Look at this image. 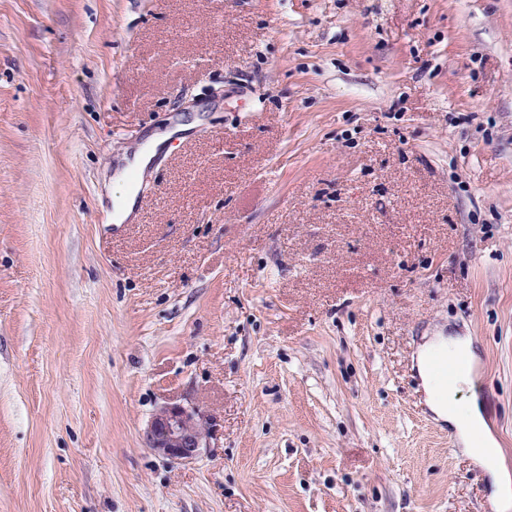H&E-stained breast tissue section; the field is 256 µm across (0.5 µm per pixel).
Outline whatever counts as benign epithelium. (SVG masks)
<instances>
[{"label": "benign epithelium", "instance_id": "7a95c632", "mask_svg": "<svg viewBox=\"0 0 512 512\" xmlns=\"http://www.w3.org/2000/svg\"><path fill=\"white\" fill-rule=\"evenodd\" d=\"M212 419L191 401L160 406L144 432L146 447L175 463L195 460L212 440Z\"/></svg>", "mask_w": 512, "mask_h": 512}]
</instances>
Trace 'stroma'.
Segmentation results:
<instances>
[{
	"label": "stroma",
	"instance_id": "stroma-1",
	"mask_svg": "<svg viewBox=\"0 0 512 512\" xmlns=\"http://www.w3.org/2000/svg\"><path fill=\"white\" fill-rule=\"evenodd\" d=\"M431 336L512 470V0H0V512H489ZM171 133L156 134L149 138L145 144L127 160L126 167L115 177L109 188L110 197L114 199V214H110V221L121 224L135 211L138 202V191L125 181L124 172L128 169L143 170L148 167L156 156L158 149L163 148L171 139ZM438 352L451 358L464 356L469 362L468 369L457 377L453 385L439 382L430 372V362ZM473 356L468 339L460 336H435L420 346L417 365L428 394V405L439 417L448 419V423L457 430L467 452L492 476L497 506L507 512L505 510L512 507V476L504 465L498 442L486 423L482 409L473 401L465 418L461 419L455 408L458 387L471 382ZM212 419L192 401L160 406L144 432L147 448L175 463L195 460L213 439Z\"/></svg>",
	"mask_w": 512,
	"mask_h": 512
}]
</instances>
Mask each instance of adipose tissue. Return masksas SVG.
<instances>
[{
	"instance_id": "ef3b65f1",
	"label": "adipose tissue",
	"mask_w": 512,
	"mask_h": 512,
	"mask_svg": "<svg viewBox=\"0 0 512 512\" xmlns=\"http://www.w3.org/2000/svg\"><path fill=\"white\" fill-rule=\"evenodd\" d=\"M448 357L472 358L468 339L459 336H437L423 343L417 353V365L428 394V404L439 417L447 419L457 430L467 452L477 459L492 476L495 484V501L502 512L512 507V472L506 468L498 442L489 429L478 403H471L466 416H459L455 398L459 386L470 383V371H463L455 384L439 382L430 372V362L436 353Z\"/></svg>"
}]
</instances>
